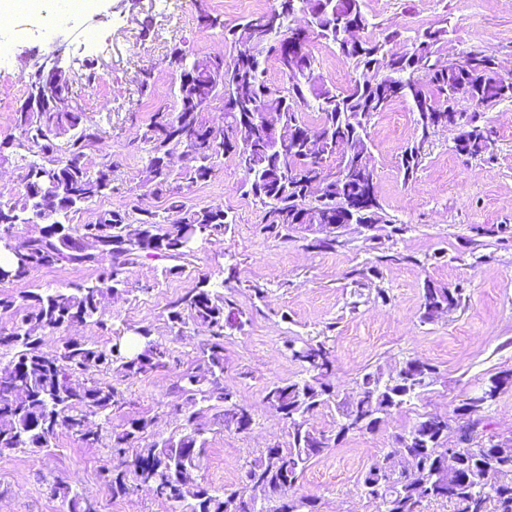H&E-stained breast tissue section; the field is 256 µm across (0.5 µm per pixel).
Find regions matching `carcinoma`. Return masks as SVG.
<instances>
[{"label": "carcinoma", "mask_w": 512, "mask_h": 512, "mask_svg": "<svg viewBox=\"0 0 512 512\" xmlns=\"http://www.w3.org/2000/svg\"><path fill=\"white\" fill-rule=\"evenodd\" d=\"M315 0H294L292 9L282 12L276 30L265 29L260 21L269 11L255 13L225 38L237 47L233 65L224 68V58L211 54L192 59L183 56L182 72L193 91L175 93V115L180 126L173 128L167 112H156L145 126L138 150L145 153L144 183L165 202L164 212L132 204L125 209L98 213L90 224L72 225L85 204L112 194L115 189L111 165L90 171L85 158L102 140L99 128L85 123L83 113L66 105L58 112H18V138L0 140V160L6 161L20 147L38 149V159L29 162L21 174L22 194L15 200H0V235L14 232L19 224H38V234L28 237L20 256L10 257L6 268L12 280L23 281L33 271L55 265H89L98 256L111 257V265L95 281L52 292H20L0 297V310L20 315V322L8 333L0 330V455L24 448L56 447L61 431L79 437L89 445H104L112 452L108 483L112 496L126 495L133 486L149 487L157 498L178 504L176 512H224V498L239 501V512H261L255 502L265 493L280 506L270 512H321L316 498L294 495L310 463L336 447L348 434L378 428L384 418L427 391L439 376L437 366L418 358L409 359L388 374L366 371L359 383L360 398L351 408L337 400L332 383L335 351L328 337H313L288 343L291 359L304 376L272 385L266 400L288 428V446L268 448L254 458L246 471V483L224 495L194 481L192 471L200 468L207 448V426L217 420L226 428L241 421L252 422L247 408L234 391L224 386V338L228 331L242 328L239 312L215 288H196L177 300L168 312V328L176 333L190 325L202 324L209 336L200 347L198 365L181 374L174 390L185 398V427L181 433L144 446L139 441L150 420L132 418L120 430L103 433L84 429L90 414L110 420L113 410L124 405L118 388L99 379L104 374L122 377L149 375L169 368L172 353L154 337L148 326L135 329L141 351L129 356L114 353L108 346H89L75 339L65 340L54 352L41 349L39 331L74 322L108 325L99 315L100 286L126 291L125 273L142 256L183 259L189 244L197 239L220 240L231 230L224 209L219 206L187 205V193L194 185L208 181L215 163L232 155L246 176L247 193L263 209L261 231L288 240L294 224H334L350 215L353 201L364 196L367 184L350 170L359 153L368 146L367 125L371 117L392 101L403 98L416 108L420 138L401 158L404 178H413L421 165L429 135L448 128V113L455 112L453 94L465 86L475 107H488L512 99V81L498 72L494 57L478 51L467 53L462 66L439 63L438 46L447 35L441 27L421 30L411 48L394 52L402 34L392 30L380 38L367 37L358 48L346 43L351 24L368 29L363 0H331L332 18L310 29L288 24L293 11H311ZM325 39L354 60L359 74L351 85L338 91L315 74L311 53L299 55L295 48H307L312 38ZM274 58L287 77V85L272 90L263 78L264 64ZM263 100L281 113L282 131L275 139L262 130L248 132L241 140L246 114L238 90ZM216 91L224 100L226 137L208 144L211 125L192 108L190 96L206 97ZM302 107L320 114L316 132L320 144L310 149L298 134L310 129L299 116ZM474 139L467 157L489 154L486 127L470 121ZM56 129L67 136L60 149L44 131ZM181 132L189 139L186 162L179 172L166 167L168 144ZM74 164L61 161L62 155ZM336 171L340 178L322 189L320 195L308 186L311 175ZM402 224H385L374 212L368 225L372 241L403 234ZM462 289L424 288L420 319L431 322L442 313L454 311ZM336 407L340 419L337 431L326 434L309 426L320 408ZM487 424L476 417L459 429L460 442L474 445L464 453L449 446L448 417L425 414L400 439L404 446L393 448L365 466L358 482L366 498L378 504L380 512H424L426 504L449 502L456 512H512V445L498 456L501 444L486 436ZM495 462L505 477L489 473ZM53 494L67 504V512H93L82 505L83 497L54 483Z\"/></svg>", "instance_id": "obj_1"}]
</instances>
